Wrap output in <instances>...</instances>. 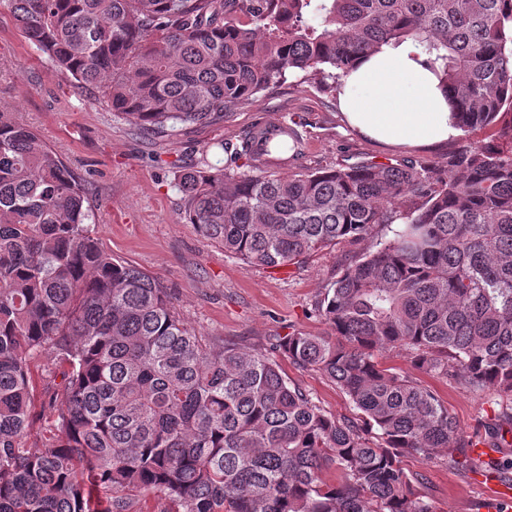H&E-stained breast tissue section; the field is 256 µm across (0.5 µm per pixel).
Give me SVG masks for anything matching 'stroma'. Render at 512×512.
<instances>
[{
	"label": "stroma",
	"mask_w": 512,
	"mask_h": 512,
	"mask_svg": "<svg viewBox=\"0 0 512 512\" xmlns=\"http://www.w3.org/2000/svg\"><path fill=\"white\" fill-rule=\"evenodd\" d=\"M0 106L36 128L85 185L93 205L96 236L112 257L148 273L173 296L181 319L206 336L271 351L275 337L300 330L324 336L328 326L313 313L322 289L354 254L375 249V239L347 242L284 269L247 267L225 257L184 218L176 187L180 170L217 163L218 141L233 142L256 123L278 119L300 125L305 153L300 169L338 167L360 161L414 162L435 167L466 142L497 139L496 129L459 133L432 146L384 145L346 123L338 94L296 72L251 106L204 125L177 126L167 137L140 132L80 92L72 77L53 68L24 37L0 0ZM278 362L289 382L310 393L326 412L355 419L347 397L319 373ZM443 400L460 432L482 442L503 403L453 381L421 376ZM407 472L424 477V493L438 512H477L490 494L475 470L409 454Z\"/></svg>",
	"instance_id": "obj_1"
}]
</instances>
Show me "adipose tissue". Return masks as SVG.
I'll return each instance as SVG.
<instances>
[{
	"mask_svg": "<svg viewBox=\"0 0 512 512\" xmlns=\"http://www.w3.org/2000/svg\"><path fill=\"white\" fill-rule=\"evenodd\" d=\"M339 104L352 129L386 144L432 145L459 133L446 87L408 43L359 59Z\"/></svg>",
	"mask_w": 512,
	"mask_h": 512,
	"instance_id": "adipose-tissue-1",
	"label": "adipose tissue"
}]
</instances>
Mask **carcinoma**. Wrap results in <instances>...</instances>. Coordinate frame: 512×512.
Instances as JSON below:
<instances>
[{
  "label": "carcinoma",
  "instance_id": "obj_1",
  "mask_svg": "<svg viewBox=\"0 0 512 512\" xmlns=\"http://www.w3.org/2000/svg\"><path fill=\"white\" fill-rule=\"evenodd\" d=\"M27 41L138 130L164 134L253 104L301 71L336 87L359 57L409 42L469 132L512 112V0H8ZM296 126L252 127L221 166L178 177L189 223L244 265L286 268L391 233L323 288L326 336L273 349L322 374L361 422L327 414L274 357L188 327L170 293L94 236L84 185L0 110V512H436L401 465L474 444L416 370L508 400L512 432V149L478 143L433 171L382 163L285 175ZM397 227H391L395 221ZM61 383L37 399L31 365ZM48 436L28 445L36 416ZM327 467L343 481L321 478ZM32 375L39 393H44L52 386L61 382L56 360L51 353L44 352L32 364Z\"/></svg>",
  "mask_w": 512,
  "mask_h": 512
}]
</instances>
